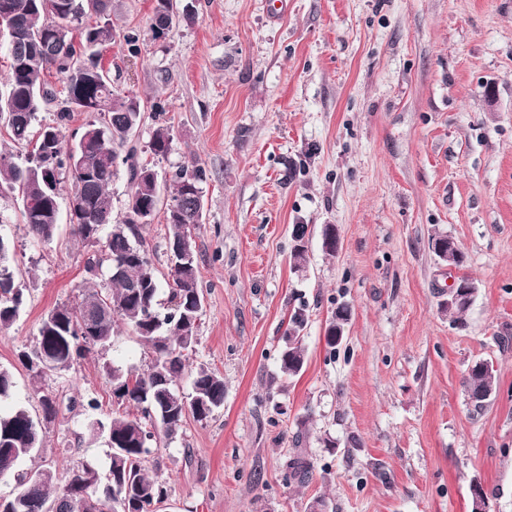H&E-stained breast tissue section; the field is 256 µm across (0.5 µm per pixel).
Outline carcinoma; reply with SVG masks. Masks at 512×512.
I'll return each instance as SVG.
<instances>
[{
	"instance_id": "obj_1",
	"label": "carcinoma",
	"mask_w": 512,
	"mask_h": 512,
	"mask_svg": "<svg viewBox=\"0 0 512 512\" xmlns=\"http://www.w3.org/2000/svg\"><path fill=\"white\" fill-rule=\"evenodd\" d=\"M111 10L112 0H0V14H7L12 29L6 35L9 70L0 90V122L19 148L15 154L0 152V187L17 193L29 235L48 241L58 223L61 184L70 181L75 189L70 224L82 243L96 248L85 270L100 280V287L82 290L77 300L44 316L32 348L21 352L19 360L37 382L61 376L93 350H110L121 324L150 349L151 357L140 372L115 363L103 366L117 403L135 408L132 414L117 410L88 424L86 447L103 438L110 448L105 470L84 456L67 468L59 487L55 475L37 477L40 467L18 470L43 447L61 413L54 393L41 391L39 414L23 404L0 413V480L15 481L0 494V512H157L168 490L146 472L145 460L161 437L173 438L187 418L204 421L224 406V378L214 371L199 368L187 392L179 384L203 310L193 230L202 219L206 172L192 158L169 178L172 191L164 208L168 244L182 245L190 259L170 267L168 298L162 301L144 236L160 205L158 173L139 162L138 148L131 145L142 120L141 103L112 85L102 62L103 49L115 41L112 24L86 22ZM167 11L168 0H156L151 29L157 38L169 30L157 25ZM53 75L61 88L50 81ZM50 103L58 106L56 121L42 125L38 112ZM75 112H88L92 119L70 144L65 125ZM172 141L171 127L160 122L146 148L164 157ZM121 166L129 191L123 218L114 222L110 186ZM26 299V289L11 270V246L0 237V329L16 320ZM347 323L348 317L333 313L325 331L330 352H336V332ZM304 325L305 314L298 309L289 318L288 345L280 356L281 371L288 376L298 375L305 362ZM14 387V372L0 366V401L11 398ZM463 387L479 413L496 393L497 379L493 370L477 363ZM314 470L312 459L296 451L285 464V480L303 485ZM93 472L105 473V480L88 490L84 476Z\"/></svg>"
}]
</instances>
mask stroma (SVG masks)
<instances>
[{"label":"stroma","mask_w":512,"mask_h":512,"mask_svg":"<svg viewBox=\"0 0 512 512\" xmlns=\"http://www.w3.org/2000/svg\"><path fill=\"white\" fill-rule=\"evenodd\" d=\"M155 0H112L104 53L112 82L140 97L139 159L162 175L190 158L207 173L194 231L204 308L187 355L224 378V406L187 420L146 468L165 483L160 512H470L480 482L488 512H512V0H193V24L154 38ZM162 114H155V107ZM173 128L167 157L147 152L156 118ZM64 188L57 230L31 242L14 192L0 189V237L28 288L0 331L12 400L39 407L18 355L45 314L89 284L87 249ZM307 233L305 272L289 263ZM340 248H322L324 225ZM466 255L448 269L433 235ZM462 276L477 293L461 321L444 309ZM351 319L336 353L325 329ZM304 307L306 362L280 371L290 313ZM129 331L66 375L61 401L93 395L115 410L101 370L144 368ZM479 361L498 390L471 411L463 380ZM92 412L65 413L41 456L57 471ZM305 431L312 480L286 484L292 437Z\"/></svg>","instance_id":"stroma-1"}]
</instances>
